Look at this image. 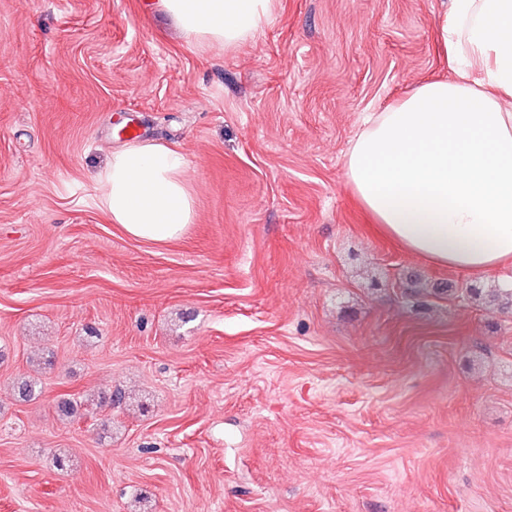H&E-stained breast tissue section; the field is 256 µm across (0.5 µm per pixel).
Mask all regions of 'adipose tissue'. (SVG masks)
Masks as SVG:
<instances>
[{
    "mask_svg": "<svg viewBox=\"0 0 512 512\" xmlns=\"http://www.w3.org/2000/svg\"><path fill=\"white\" fill-rule=\"evenodd\" d=\"M187 41L234 48L273 22L276 0H154ZM449 78L367 117L346 179L378 233L436 266L512 265V0H449L436 21ZM181 151L135 141L97 174L98 204L134 238H180L195 217Z\"/></svg>",
    "mask_w": 512,
    "mask_h": 512,
    "instance_id": "ef3b65f1",
    "label": "adipose tissue"
}]
</instances>
